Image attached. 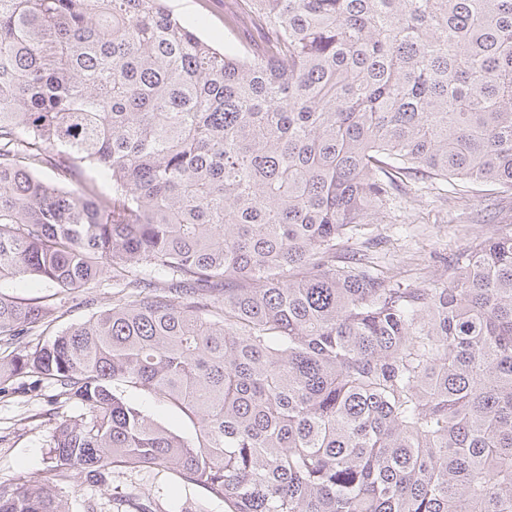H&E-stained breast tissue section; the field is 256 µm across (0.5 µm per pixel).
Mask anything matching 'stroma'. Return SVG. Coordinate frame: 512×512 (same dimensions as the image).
<instances>
[{"label": "stroma", "mask_w": 512, "mask_h": 512, "mask_svg": "<svg viewBox=\"0 0 512 512\" xmlns=\"http://www.w3.org/2000/svg\"><path fill=\"white\" fill-rule=\"evenodd\" d=\"M180 17L204 18L203 38L215 47L227 46L224 14L234 0H170ZM512 225V195L484 186L458 182L418 185L409 195L397 196L367 229L364 239H352L350 249L373 257L380 267L400 269L405 283L445 279L442 257L460 247L488 238L501 226ZM115 290L101 281L74 290L57 328L83 321L92 312L111 306ZM79 406L62 403L54 386L41 383L0 397V483L34 481L51 464L56 427L62 418L75 417ZM69 512H128L126 500L149 497L157 512H224L223 501L184 483L168 469L111 468L103 483L92 485L75 478L60 484Z\"/></svg>", "instance_id": "1"}]
</instances>
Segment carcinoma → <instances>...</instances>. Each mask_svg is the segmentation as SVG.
Here are the masks:
<instances>
[{
  "instance_id": "obj_1",
  "label": "carcinoma",
  "mask_w": 512,
  "mask_h": 512,
  "mask_svg": "<svg viewBox=\"0 0 512 512\" xmlns=\"http://www.w3.org/2000/svg\"><path fill=\"white\" fill-rule=\"evenodd\" d=\"M237 4L220 51L169 0H0V280L120 294L22 349L62 301L0 294V393L85 409L0 512L114 465L224 512H512V229L444 283L341 255L409 185L512 193V0ZM125 398L136 404L156 421L178 434H191L192 430L183 418L168 406L159 403L151 396L142 392L128 390L123 393Z\"/></svg>"
}]
</instances>
